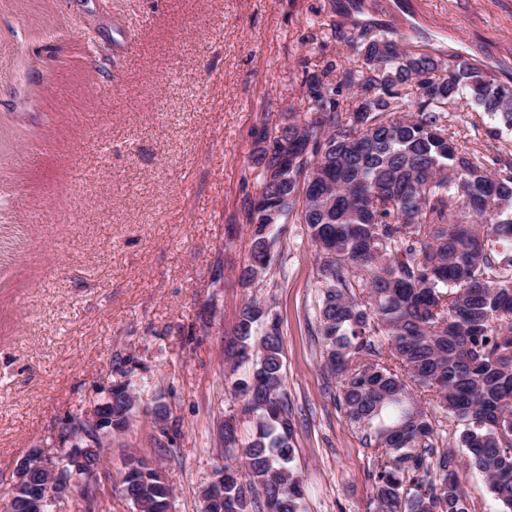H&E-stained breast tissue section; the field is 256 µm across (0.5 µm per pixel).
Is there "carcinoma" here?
I'll use <instances>...</instances> for the list:
<instances>
[{"label": "carcinoma", "instance_id": "carcinoma-1", "mask_svg": "<svg viewBox=\"0 0 512 512\" xmlns=\"http://www.w3.org/2000/svg\"><path fill=\"white\" fill-rule=\"evenodd\" d=\"M356 65L332 87L308 80L309 108L255 156L274 192L251 203V287L272 261L281 220L297 213L317 248L319 320L326 366L347 418L385 462L373 474V512H470L456 468L479 472L512 512V260L492 241L512 242V171L490 173L448 134V103L466 95L505 128L512 93L477 67L415 54L391 35L351 39ZM356 108L341 107V88ZM359 291H354V288ZM234 382L256 434L239 446L224 420V512H302L293 422L282 372L278 319L256 300L241 309ZM112 430L127 428L136 400L120 385ZM433 405L458 422L456 451L433 452ZM123 492L141 512H166L161 472L131 455Z\"/></svg>", "mask_w": 512, "mask_h": 512}]
</instances>
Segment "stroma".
I'll return each mask as SVG.
<instances>
[{"mask_svg":"<svg viewBox=\"0 0 512 512\" xmlns=\"http://www.w3.org/2000/svg\"><path fill=\"white\" fill-rule=\"evenodd\" d=\"M364 28L512 89V0H0V495L127 383L141 413L104 443L96 512H135L131 454L173 487L170 512H201L218 466L241 460L220 424L252 437L233 394L249 368L224 347L255 299L280 322L305 512H369L378 454L325 368L305 225H282L257 287L238 282L256 151L307 111V76L354 64ZM447 116L488 169L512 164V135L468 97Z\"/></svg>","mask_w":512,"mask_h":512,"instance_id":"obj_1","label":"stroma"}]
</instances>
